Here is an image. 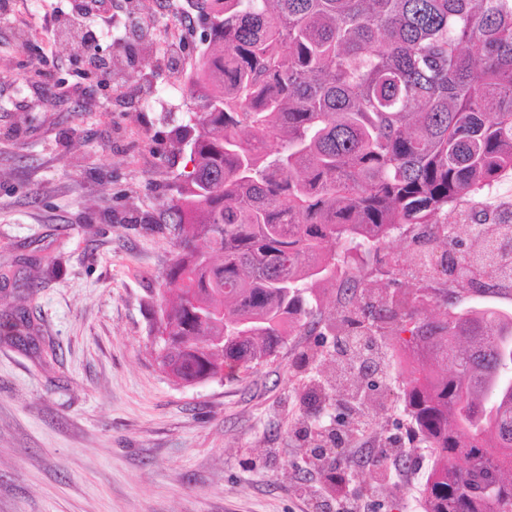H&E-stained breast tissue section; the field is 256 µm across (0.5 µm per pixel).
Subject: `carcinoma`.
<instances>
[{
    "instance_id": "cac0c4a2",
    "label": "carcinoma",
    "mask_w": 512,
    "mask_h": 512,
    "mask_svg": "<svg viewBox=\"0 0 512 512\" xmlns=\"http://www.w3.org/2000/svg\"><path fill=\"white\" fill-rule=\"evenodd\" d=\"M200 10L208 47L189 75L199 111L182 129L193 170L168 206L181 250L159 365L188 382L252 368L308 326L329 284L338 308L319 335L374 374L380 357L348 337L388 336L405 357L404 406L433 457L425 512H512V315L448 301L460 264L486 292L512 282V224L486 234L471 216L448 230V206L512 171V0ZM411 229L422 247L408 267L378 270L384 287L342 268L338 247L377 249Z\"/></svg>"
}]
</instances>
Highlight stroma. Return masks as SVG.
<instances>
[{
  "label": "stroma",
  "mask_w": 512,
  "mask_h": 512,
  "mask_svg": "<svg viewBox=\"0 0 512 512\" xmlns=\"http://www.w3.org/2000/svg\"><path fill=\"white\" fill-rule=\"evenodd\" d=\"M112 0L136 9L142 44L113 45L94 0H14L0 18V512H424L431 464L409 441L402 372L391 362L382 406L348 420V452L316 461L303 436L307 399L327 365L304 369L321 336L304 330L232 379L173 382L156 360L154 318L179 240L167 224L189 150L176 140L197 111L183 80L203 53V27L181 29L199 0ZM96 31L123 64L111 84L70 37ZM180 74L163 65L174 34ZM67 84L59 99L50 83ZM512 213V173L459 199L449 221ZM410 453L388 483H364L387 438ZM352 475L329 501L325 476Z\"/></svg>",
  "instance_id": "1"
}]
</instances>
